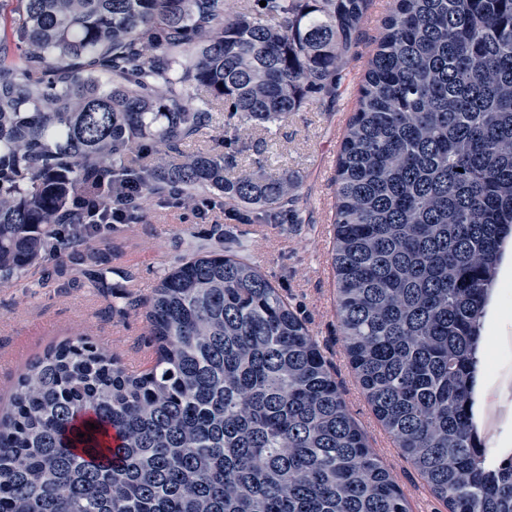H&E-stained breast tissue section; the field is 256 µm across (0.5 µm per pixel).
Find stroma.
Returning <instances> with one entry per match:
<instances>
[{"label": "stroma", "instance_id": "obj_1", "mask_svg": "<svg viewBox=\"0 0 512 512\" xmlns=\"http://www.w3.org/2000/svg\"><path fill=\"white\" fill-rule=\"evenodd\" d=\"M392 0H371L360 39L351 47L334 97L305 104L269 127L228 119L218 112L200 146L233 155L238 168H264L299 177L300 223L267 224L233 212L223 197L186 205L177 195L150 197L135 224H104L92 245L94 258L79 264L48 255L18 278L0 283V404L19 375L52 345L83 334L125 366L154 357L145 299L159 280L198 248L221 239L247 245V255L306 319L331 365L343 398L367 434L370 448L403 490L411 512H447L425 482L387 445L345 353L337 320L329 261L334 218L333 180L343 131L352 115L371 56L377 21Z\"/></svg>", "mask_w": 512, "mask_h": 512}]
</instances>
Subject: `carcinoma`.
I'll return each mask as SVG.
<instances>
[{"label": "carcinoma", "instance_id": "carcinoma-1", "mask_svg": "<svg viewBox=\"0 0 512 512\" xmlns=\"http://www.w3.org/2000/svg\"><path fill=\"white\" fill-rule=\"evenodd\" d=\"M368 8L0 0V282L89 257L94 210L126 182L293 215L298 179L228 178L230 157L184 147L214 112L284 121L336 92ZM169 153L185 159L154 160ZM511 242L512 0H394L337 154L330 265L363 394L448 512H512V448L492 466L474 433ZM147 305L150 369L82 336L27 365L0 411V512H409L255 263L191 255Z\"/></svg>", "mask_w": 512, "mask_h": 512}]
</instances>
